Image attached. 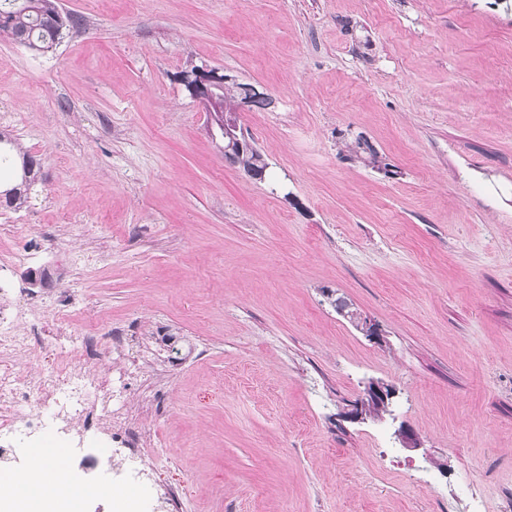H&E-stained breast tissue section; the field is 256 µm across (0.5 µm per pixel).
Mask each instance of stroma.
Returning <instances> with one entry per match:
<instances>
[{"instance_id":"35a3bbf8","label":"stroma","mask_w":512,"mask_h":512,"mask_svg":"<svg viewBox=\"0 0 512 512\" xmlns=\"http://www.w3.org/2000/svg\"><path fill=\"white\" fill-rule=\"evenodd\" d=\"M62 5L84 25L53 52L0 39V130L42 174L27 209L0 207L34 254L5 293L66 307L104 351L123 337L141 453L181 512H501L512 0ZM205 65L273 97L237 116L266 181L179 83ZM372 380L391 416L347 419Z\"/></svg>"}]
</instances>
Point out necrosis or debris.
<instances>
[{
	"instance_id": "obj_1",
	"label": "necrosis or debris",
	"mask_w": 512,
	"mask_h": 512,
	"mask_svg": "<svg viewBox=\"0 0 512 512\" xmlns=\"http://www.w3.org/2000/svg\"><path fill=\"white\" fill-rule=\"evenodd\" d=\"M58 347L36 372L18 369L35 351L43 322L23 324L14 305H0V479L28 475L17 444L42 447L49 439L70 450V467L89 485L104 481L137 489L130 512H149L139 448L147 429L132 418L123 388L97 371L103 352L73 329L67 311L52 316Z\"/></svg>"
}]
</instances>
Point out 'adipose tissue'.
I'll list each match as a JSON object with an SVG mask.
<instances>
[{
	"label": "adipose tissue",
	"instance_id": "obj_1",
	"mask_svg": "<svg viewBox=\"0 0 512 512\" xmlns=\"http://www.w3.org/2000/svg\"><path fill=\"white\" fill-rule=\"evenodd\" d=\"M64 461L62 448L33 449L28 491H16L10 485L5 488L11 512H74L71 490L76 481L66 474Z\"/></svg>",
	"mask_w": 512,
	"mask_h": 512
}]
</instances>
